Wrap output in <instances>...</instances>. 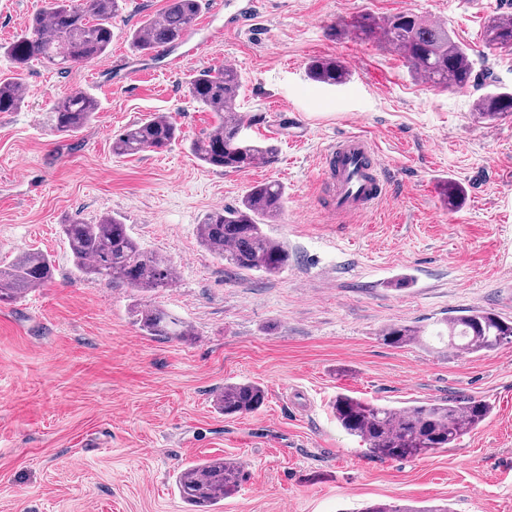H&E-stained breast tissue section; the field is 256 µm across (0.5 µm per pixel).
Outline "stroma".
Returning <instances> with one entry per match:
<instances>
[{
    "label": "stroma",
    "instance_id": "obj_1",
    "mask_svg": "<svg viewBox=\"0 0 512 512\" xmlns=\"http://www.w3.org/2000/svg\"><path fill=\"white\" fill-rule=\"evenodd\" d=\"M247 2L203 0L202 14L219 12L211 28L144 56L129 33L166 0H125L107 55L115 69L32 63L21 107L0 112V257L40 251L56 268L47 286L0 304V512H187L175 476L211 456L249 474L215 512H359L370 501L512 512V343L463 357L431 337L457 310L512 319V116L490 123L474 110L492 87L512 90V54L483 40L512 0H258L256 15L226 25ZM43 5L0 0V43ZM400 12L447 24L475 84L432 87L385 41L334 33ZM315 57L341 60L346 83L309 80ZM217 59L242 76L248 136L277 147L265 167L225 172L189 151L217 118L188 85ZM77 89L100 110L66 137L50 111ZM157 112L176 116L182 140L114 156L113 135ZM344 133L371 139L395 175L384 199L339 223L317 173ZM266 181L285 203L264 229L290 260L277 274L244 273L205 251L196 228ZM450 182L465 191L455 207L442 193ZM104 214L167 257L178 286L143 292L78 272L59 228ZM144 302L190 323L193 340L143 335ZM394 323L428 335L387 345ZM238 382L262 386L265 402L224 415L215 397ZM340 392L398 408L484 399L494 412L452 447L380 460L337 424Z\"/></svg>",
    "mask_w": 512,
    "mask_h": 512
}]
</instances>
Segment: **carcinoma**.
Returning <instances> with one entry per match:
<instances>
[{"instance_id":"carcinoma-1","label":"carcinoma","mask_w":512,"mask_h":512,"mask_svg":"<svg viewBox=\"0 0 512 512\" xmlns=\"http://www.w3.org/2000/svg\"><path fill=\"white\" fill-rule=\"evenodd\" d=\"M202 0H168L160 20L146 21L130 40L140 53L173 46L190 30L201 10ZM120 0H46V6L28 21L15 40L0 44V55L13 68L27 69L37 61L60 69L87 63L103 56L112 44V18ZM366 37L382 38L396 48L414 76L444 88H462L475 80L468 48L454 41L443 23H427L408 13L388 17L363 15L353 24ZM488 47L512 52V20L488 19L484 30ZM309 79L328 86L342 85L348 78L343 65L332 58H314L307 68ZM241 74L234 68L205 70L191 82L190 95L199 108L218 116L206 134L190 142L189 150L204 164L224 171H243L259 159L276 152L272 143H262L244 134L237 107ZM23 103L19 85L0 81V112H15ZM479 117L488 121L512 114V92L491 91L475 103ZM98 112V102L76 90L52 109L54 129L66 136L79 134ZM181 138V128L171 115L155 113L138 121L112 140V153L131 157L147 150L162 151ZM285 190L277 182L258 183L236 206L217 208L197 225L200 244L214 257L239 271L275 274L288 266V249L264 231V224L283 209ZM76 268L93 279L119 280L133 288L168 287L174 277L169 259L145 249L127 232L116 215L95 221L72 220L61 225ZM54 277L50 257L23 251L0 265V303H13L29 291L42 288ZM140 330L147 336L189 341L192 329L166 310L150 304L137 308ZM448 347L467 356L497 349L512 342V321L483 309L466 310L441 320ZM382 340L393 347L420 341L415 325L392 324L382 331ZM265 400L260 385L243 382L224 386L216 399L226 415L252 413ZM492 413L485 400L416 401L393 408L347 394L336 395L333 415L348 433L360 438L370 454L380 460H403L439 448H447L465 433L477 428ZM245 474L229 457H211L189 463L175 477L180 499L192 512H206L232 495ZM358 512H450L446 506L410 508L386 503L369 504Z\"/></svg>"}]
</instances>
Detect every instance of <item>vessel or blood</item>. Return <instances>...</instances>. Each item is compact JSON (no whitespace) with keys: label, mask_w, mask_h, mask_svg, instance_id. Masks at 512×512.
Returning a JSON list of instances; mask_svg holds the SVG:
<instances>
[{"label":"vessel or blood","mask_w":512,"mask_h":512,"mask_svg":"<svg viewBox=\"0 0 512 512\" xmlns=\"http://www.w3.org/2000/svg\"><path fill=\"white\" fill-rule=\"evenodd\" d=\"M321 171L334 187L330 212L339 218L367 212L385 196L393 178L368 138L353 133L327 146Z\"/></svg>","instance_id":"1"}]
</instances>
